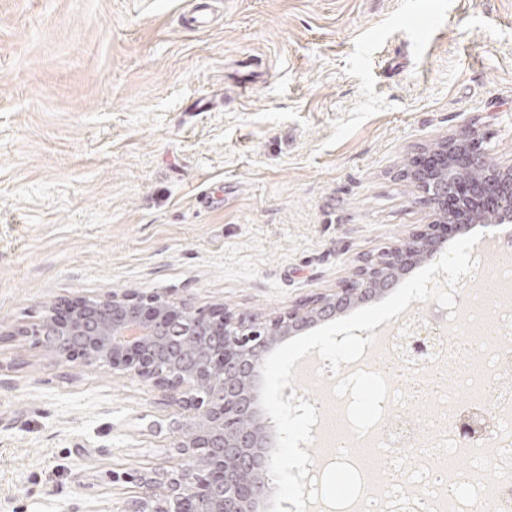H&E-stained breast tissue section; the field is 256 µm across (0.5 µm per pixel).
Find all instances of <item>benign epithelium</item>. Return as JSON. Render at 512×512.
I'll list each match as a JSON object with an SVG mask.
<instances>
[{
    "mask_svg": "<svg viewBox=\"0 0 512 512\" xmlns=\"http://www.w3.org/2000/svg\"><path fill=\"white\" fill-rule=\"evenodd\" d=\"M474 126L462 128L409 172L438 211L433 224L384 254L367 259L336 291L258 320L222 305L200 309L164 292L126 291L67 304L64 319L48 315L22 330L60 362L110 365L165 392L193 412L178 448L190 464L164 490L144 482L127 512H257L268 493V462L276 440L266 431L257 381L274 343L328 320L352 302H366L397 283L416 257L435 262L441 229L461 221L512 223V165L493 162ZM452 169L477 178L459 180ZM433 319L420 315L397 337L418 358L433 343Z\"/></svg>",
    "mask_w": 512,
    "mask_h": 512,
    "instance_id": "7a95c632",
    "label": "benign epithelium"
}]
</instances>
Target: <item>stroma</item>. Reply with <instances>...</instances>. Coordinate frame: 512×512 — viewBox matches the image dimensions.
I'll use <instances>...</instances> for the list:
<instances>
[{
	"label": "stroma",
	"mask_w": 512,
	"mask_h": 512,
	"mask_svg": "<svg viewBox=\"0 0 512 512\" xmlns=\"http://www.w3.org/2000/svg\"><path fill=\"white\" fill-rule=\"evenodd\" d=\"M0 0V512H124L187 410L18 335L168 291L266 319L436 213L405 171L512 164V0Z\"/></svg>",
	"instance_id": "1"
}]
</instances>
